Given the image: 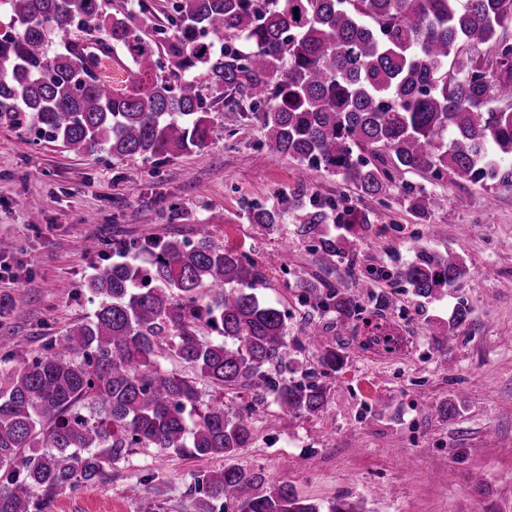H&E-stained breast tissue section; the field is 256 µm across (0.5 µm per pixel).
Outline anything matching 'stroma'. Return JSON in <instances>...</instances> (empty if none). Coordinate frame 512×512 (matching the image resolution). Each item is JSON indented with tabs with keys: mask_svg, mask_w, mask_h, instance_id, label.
I'll use <instances>...</instances> for the list:
<instances>
[{
	"mask_svg": "<svg viewBox=\"0 0 512 512\" xmlns=\"http://www.w3.org/2000/svg\"><path fill=\"white\" fill-rule=\"evenodd\" d=\"M205 107L212 129L206 147L148 162L77 156L61 143L0 127V239L16 245L0 255V295L14 300L0 320V348L23 342L14 354L22 363L40 351L42 336L92 313L83 285L100 254L86 250L88 241L107 254L112 240L146 234L192 242L197 225L206 224L215 238L259 259L292 235L304 210L289 206L272 234L249 223L250 207L278 205L300 189L329 215L352 212V223L325 224V233L380 248L388 267L424 249H452L464 256L468 273L429 300L396 285L397 308L388 320L397 350L366 346L367 331L358 328L343 351V369L326 381L325 413L290 421L268 405L254 423L253 443L233 464L263 470L270 483L292 484L322 512L337 502L357 512H512V187L489 193L463 180L429 184L445 204L421 221L399 189L380 200L359 197L339 177H315L299 162L270 154L257 120L210 94ZM315 273L358 286L299 240L287 273L270 275L257 289L290 311L289 335L306 313L292 284ZM460 302L470 306L472 322L443 364L431 329ZM457 393L464 402L448 420L419 410ZM202 467L136 448L99 482L58 495L52 512H187L190 475Z\"/></svg>",
	"mask_w": 512,
	"mask_h": 512,
	"instance_id": "obj_1",
	"label": "stroma"
}]
</instances>
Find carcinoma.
I'll use <instances>...</instances> for the list:
<instances>
[{
	"instance_id": "cac0c4a2",
	"label": "carcinoma",
	"mask_w": 512,
	"mask_h": 512,
	"mask_svg": "<svg viewBox=\"0 0 512 512\" xmlns=\"http://www.w3.org/2000/svg\"><path fill=\"white\" fill-rule=\"evenodd\" d=\"M13 30L0 36V127L36 130L76 155L159 158L201 149L210 133L203 90L261 124L265 144L382 199L397 173L459 178L489 191L512 186V0H173L168 28L107 11V0H0ZM77 30L101 35L86 42ZM121 56L130 86H102V58ZM418 216L438 204L403 186ZM250 221L273 231L277 208ZM328 214L309 201L297 235L322 258L356 257L322 232ZM121 261L86 282L99 304L87 321L47 336L19 366L0 353V512H50L55 496L97 481L133 448L222 459L249 447L252 419L273 398L284 415L317 417L325 384L345 365L309 317L289 347L288 312L258 297L266 270H282L288 245L258 264L201 224L197 241L171 235L121 240ZM151 255L149 267L137 254ZM463 256L422 250L371 281L393 278L429 299L466 274ZM341 329L362 322L379 336L393 308L315 274L296 282ZM471 323L464 303L440 335L451 343ZM320 351V374L287 376L291 351ZM175 361L185 372L163 368ZM241 389V411L224 391ZM450 401L425 407L446 419ZM189 512H320L292 485H266L262 470L235 465L191 474Z\"/></svg>"
}]
</instances>
